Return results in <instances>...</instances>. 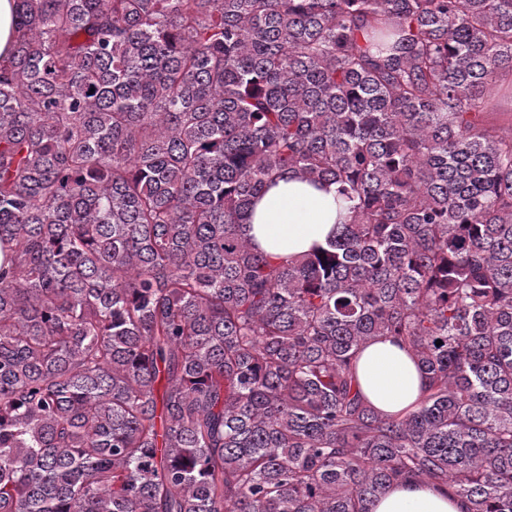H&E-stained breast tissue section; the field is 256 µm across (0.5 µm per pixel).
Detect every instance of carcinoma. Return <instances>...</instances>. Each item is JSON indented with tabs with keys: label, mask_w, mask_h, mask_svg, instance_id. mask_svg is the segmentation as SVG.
<instances>
[{
	"label": "carcinoma",
	"mask_w": 512,
	"mask_h": 512,
	"mask_svg": "<svg viewBox=\"0 0 512 512\" xmlns=\"http://www.w3.org/2000/svg\"><path fill=\"white\" fill-rule=\"evenodd\" d=\"M512 0H18L0 512H512ZM348 219L291 260L284 175ZM427 384L387 414L369 342ZM442 344H436V341ZM335 186L311 185L288 176L255 202L245 224L248 234L264 252L281 258L324 247L338 220ZM365 397L379 410L397 414L421 398L426 379L407 349L389 339L369 343L356 362ZM373 512H465L462 501L430 485L406 482L394 485L379 499Z\"/></svg>",
	"instance_id": "1"
}]
</instances>
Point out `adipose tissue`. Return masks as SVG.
<instances>
[{
  "label": "adipose tissue",
  "instance_id": "1",
  "mask_svg": "<svg viewBox=\"0 0 512 512\" xmlns=\"http://www.w3.org/2000/svg\"><path fill=\"white\" fill-rule=\"evenodd\" d=\"M339 215L335 187L312 185L288 177L269 187L256 201L249 234L264 252L281 258L325 246ZM365 397L379 410L397 414L421 398L426 379L407 349L388 339L369 343L356 362ZM373 512H465L462 501L430 485H394Z\"/></svg>",
  "mask_w": 512,
  "mask_h": 512
}]
</instances>
